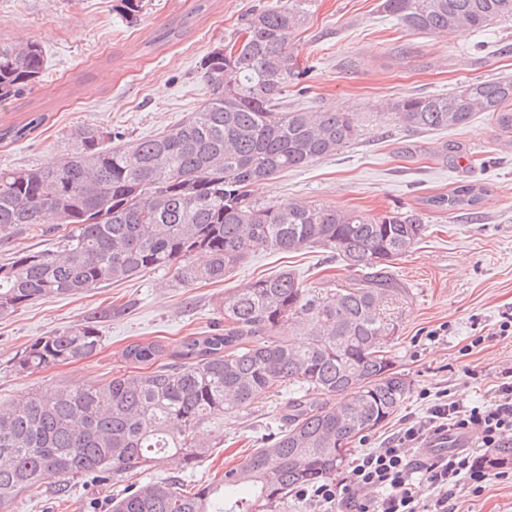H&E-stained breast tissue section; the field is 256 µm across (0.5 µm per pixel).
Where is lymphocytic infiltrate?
Instances as JSON below:
<instances>
[{"label":"lymphocytic infiltrate","instance_id":"lymphocytic-infiltrate-1","mask_svg":"<svg viewBox=\"0 0 512 512\" xmlns=\"http://www.w3.org/2000/svg\"><path fill=\"white\" fill-rule=\"evenodd\" d=\"M470 436L476 448L512 440V370L502 371L491 400L467 405L441 391L420 419L400 428L384 447L352 458L345 477L300 488L298 498L318 512H452L448 505L459 484L492 480L473 449L428 454L427 440Z\"/></svg>","mask_w":512,"mask_h":512}]
</instances>
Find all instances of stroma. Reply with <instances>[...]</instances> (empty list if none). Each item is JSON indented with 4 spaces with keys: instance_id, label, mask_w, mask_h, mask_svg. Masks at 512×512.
Returning a JSON list of instances; mask_svg holds the SVG:
<instances>
[{
    "instance_id": "obj_1",
    "label": "stroma",
    "mask_w": 512,
    "mask_h": 512,
    "mask_svg": "<svg viewBox=\"0 0 512 512\" xmlns=\"http://www.w3.org/2000/svg\"><path fill=\"white\" fill-rule=\"evenodd\" d=\"M269 0H142L137 25L116 10L117 0H0V42H39L46 69L39 83L0 105V128L28 113L45 114L33 139L0 144V167L47 166L73 148L77 125L112 131L122 140L149 138L198 111L209 95L200 61L238 32ZM380 0H315L308 21L291 41L306 67L305 92L289 90L288 104L311 112L356 113L360 139L307 167L283 172L256 189L264 201H304L376 214L416 211L426 219L423 240L397 261L392 276L405 288L390 313L399 324L391 355L411 382L398 412L355 441V450L380 447L402 422L426 409L421 391H447L463 403L493 397L500 371L512 368V336L480 340L512 310V147L502 145L484 114L458 129L418 133L384 125L374 106L415 94L453 91L476 79L512 78V22L482 31L432 35L404 31L382 12ZM183 21L179 40L152 45L169 23ZM464 184L486 186L475 206L448 211L427 197ZM294 270L305 287L323 293L350 287L349 272L329 252H263L218 283L176 285L171 272L149 271L72 297L33 302L0 316V401L34 390L98 383L111 378L123 348L133 341H171L208 330L221 299L247 281ZM126 306L104 322L93 357L33 374L13 364L36 339L79 323L88 314ZM281 398L260 399L235 414L217 415L199 428L211 453L182 475L185 488L218 481L279 431ZM135 476L108 484L77 483L68 500L27 492L11 512H107ZM458 512H512V469L480 490L462 485Z\"/></svg>"
}]
</instances>
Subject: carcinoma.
<instances>
[{
  "instance_id": "1",
  "label": "carcinoma",
  "mask_w": 512,
  "mask_h": 512,
  "mask_svg": "<svg viewBox=\"0 0 512 512\" xmlns=\"http://www.w3.org/2000/svg\"><path fill=\"white\" fill-rule=\"evenodd\" d=\"M313 0H288L251 13L224 46L200 61L209 99L189 119L150 139L112 144V133L82 126L56 164L0 168V234L53 233L54 246L0 263V315L39 300L88 292L105 282L168 269L182 285L220 282L255 253L318 246L336 254L361 286L328 296L291 270L250 281L222 299L209 331L168 347L134 342L123 352L134 370L104 383L40 390L0 403V512L50 485L69 493L92 476L108 481L173 464L192 471L209 452L198 427L240 412L288 385L284 429L217 482L194 491L173 477L151 478L112 500L111 512H279L288 493L336 479L351 444L394 415L410 382L394 370L398 322L386 313L403 292L391 268L422 240L417 214L375 215L295 201L261 203L255 186L306 167L361 136L356 113L288 107V87L306 71L289 50ZM404 30L450 35L512 21V0H382ZM128 24L141 0H119ZM34 41L0 44V103L43 76ZM484 113L512 142V79L469 81L452 93L380 107L390 125L427 132L468 125ZM31 114L0 129L20 142L42 124ZM486 189L460 185L436 208L474 206ZM206 256L198 265L195 257ZM127 307L95 311L42 336L16 359L19 372L87 359L100 350V323ZM512 469V442L478 458Z\"/></svg>"
}]
</instances>
